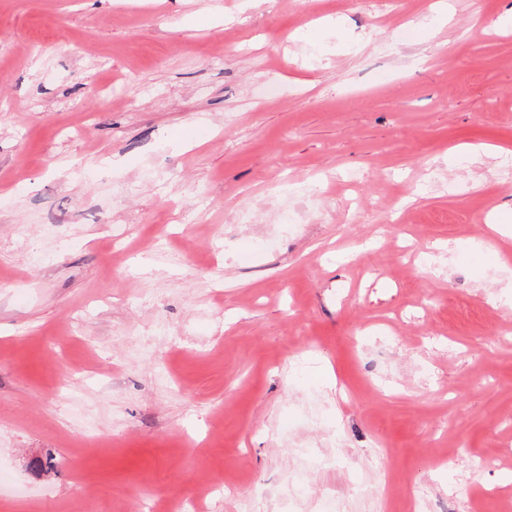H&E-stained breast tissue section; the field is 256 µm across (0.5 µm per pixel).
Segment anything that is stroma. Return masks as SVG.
I'll list each match as a JSON object with an SVG mask.
<instances>
[{
  "mask_svg": "<svg viewBox=\"0 0 512 512\" xmlns=\"http://www.w3.org/2000/svg\"><path fill=\"white\" fill-rule=\"evenodd\" d=\"M432 2L0 0V512H512V0Z\"/></svg>",
  "mask_w": 512,
  "mask_h": 512,
  "instance_id": "obj_1",
  "label": "stroma"
}]
</instances>
